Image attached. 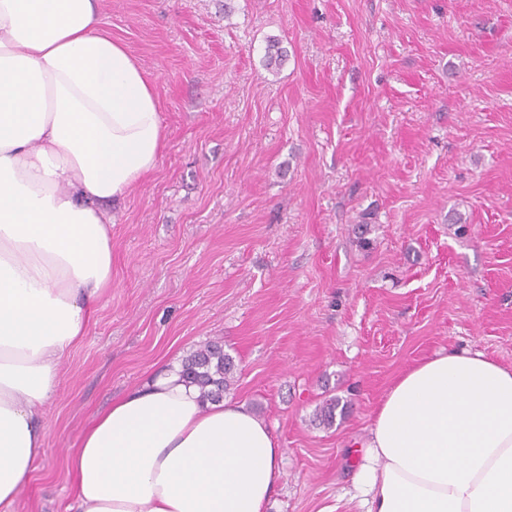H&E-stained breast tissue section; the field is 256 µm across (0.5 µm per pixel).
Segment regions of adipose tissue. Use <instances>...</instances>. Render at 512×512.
I'll return each mask as SVG.
<instances>
[{
	"label": "adipose tissue",
	"instance_id": "ef3b65f1",
	"mask_svg": "<svg viewBox=\"0 0 512 512\" xmlns=\"http://www.w3.org/2000/svg\"><path fill=\"white\" fill-rule=\"evenodd\" d=\"M164 148L141 65L94 0H0V512L43 456L42 408L112 285L101 207ZM363 512H512V366L466 349L402 372L372 413ZM283 450L232 399L167 369L71 452L76 512H266Z\"/></svg>",
	"mask_w": 512,
	"mask_h": 512
}]
</instances>
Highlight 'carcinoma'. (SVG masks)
Wrapping results in <instances>:
<instances>
[{"mask_svg": "<svg viewBox=\"0 0 512 512\" xmlns=\"http://www.w3.org/2000/svg\"><path fill=\"white\" fill-rule=\"evenodd\" d=\"M282 51L278 48V39L267 41L263 66L271 73L277 72L282 65ZM181 376L186 383L198 388L203 401H218L235 385V364L230 355L224 353L222 344L209 341L193 351L183 361ZM344 408L340 399L330 398L319 408L316 414L318 422L331 427L336 421V412Z\"/></svg>", "mask_w": 512, "mask_h": 512, "instance_id": "cac0c4a2", "label": "carcinoma"}]
</instances>
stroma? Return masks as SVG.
I'll list each match as a JSON object with an SVG mask.
<instances>
[{
  "instance_id": "35a3bbf8",
  "label": "stroma",
  "mask_w": 512,
  "mask_h": 512,
  "mask_svg": "<svg viewBox=\"0 0 512 512\" xmlns=\"http://www.w3.org/2000/svg\"><path fill=\"white\" fill-rule=\"evenodd\" d=\"M164 149L104 210L112 286L16 512H68L98 413L219 341L284 450L268 512H358L346 448L446 349L512 364V0H97ZM288 53L263 67L268 39ZM337 397L345 416L319 425Z\"/></svg>"
}]
</instances>
